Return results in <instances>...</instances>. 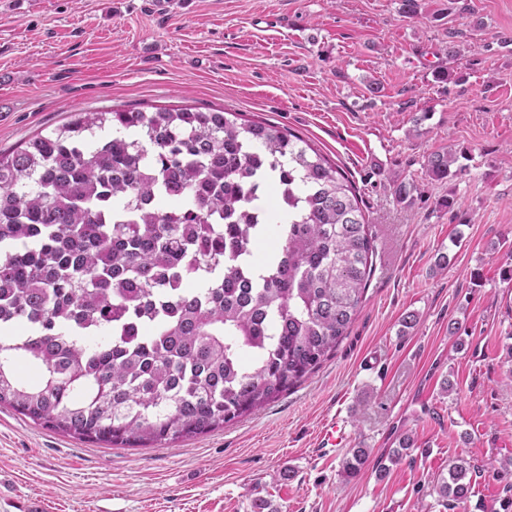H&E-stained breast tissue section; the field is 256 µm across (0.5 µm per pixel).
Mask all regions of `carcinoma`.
Listing matches in <instances>:
<instances>
[{
  "instance_id": "1",
  "label": "carcinoma",
  "mask_w": 512,
  "mask_h": 512,
  "mask_svg": "<svg viewBox=\"0 0 512 512\" xmlns=\"http://www.w3.org/2000/svg\"><path fill=\"white\" fill-rule=\"evenodd\" d=\"M268 190L278 211L257 222ZM375 271L356 189L301 137L218 109L78 110L0 154V406L109 447L215 431L313 374ZM369 456L348 449L342 473ZM478 474L453 460L444 505Z\"/></svg>"
}]
</instances>
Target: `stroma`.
<instances>
[{
    "mask_svg": "<svg viewBox=\"0 0 512 512\" xmlns=\"http://www.w3.org/2000/svg\"><path fill=\"white\" fill-rule=\"evenodd\" d=\"M0 0V152L77 110L225 109L338 165L375 236L348 336L264 408L156 448L79 441L0 407V512H449L448 465L482 466L465 512L512 499V0ZM459 53L449 56V45ZM447 70L453 78L437 82ZM458 152L436 181L426 159ZM416 187L397 202L389 185ZM454 198V207L443 204ZM448 255L440 270L435 261ZM415 313L406 328L402 318ZM345 425L330 448L323 431ZM411 435L385 479L342 474ZM367 448H350L342 461V473L347 478L356 477L369 459Z\"/></svg>",
    "mask_w": 512,
    "mask_h": 512,
    "instance_id": "35a3bbf8",
    "label": "stroma"
}]
</instances>
